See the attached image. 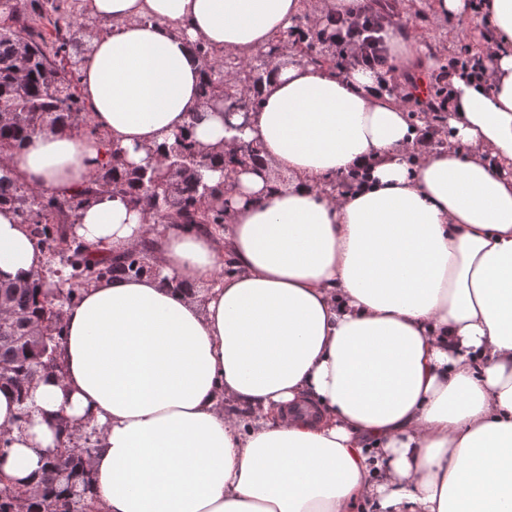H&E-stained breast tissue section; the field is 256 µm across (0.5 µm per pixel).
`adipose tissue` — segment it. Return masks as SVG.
<instances>
[{
    "mask_svg": "<svg viewBox=\"0 0 512 512\" xmlns=\"http://www.w3.org/2000/svg\"><path fill=\"white\" fill-rule=\"evenodd\" d=\"M110 21L80 87L106 140L45 126L6 162L70 195L106 143L158 164L175 134L233 151L201 109L198 41L241 56L295 28L304 0H88ZM481 11L495 52L454 77L453 146L376 71L276 61L250 95L254 166L224 185L223 224L143 223L92 199L76 236L94 256L151 241L158 275L103 281L64 306L59 367L34 382L30 421L0 381V470L35 489L58 425L96 427L85 467L102 512H512V0ZM356 175L350 188L325 185ZM45 261L0 208V279ZM208 283L204 299L178 282Z\"/></svg>",
    "mask_w": 512,
    "mask_h": 512,
    "instance_id": "adipose-tissue-1",
    "label": "adipose tissue"
}]
</instances>
